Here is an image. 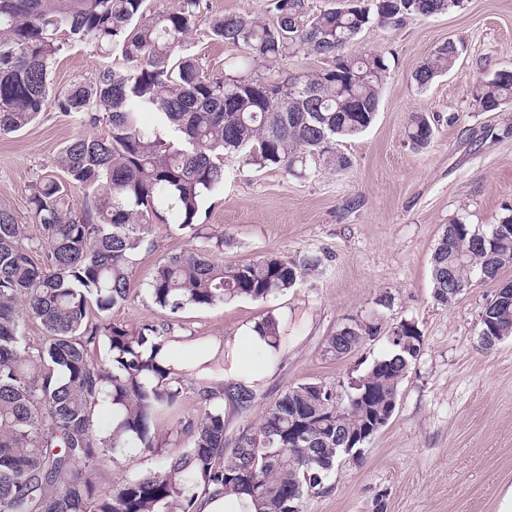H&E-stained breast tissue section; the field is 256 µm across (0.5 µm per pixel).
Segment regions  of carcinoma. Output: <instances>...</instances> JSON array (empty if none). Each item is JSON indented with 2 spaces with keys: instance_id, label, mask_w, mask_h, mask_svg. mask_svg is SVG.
<instances>
[{
  "instance_id": "obj_1",
  "label": "carcinoma",
  "mask_w": 512,
  "mask_h": 512,
  "mask_svg": "<svg viewBox=\"0 0 512 512\" xmlns=\"http://www.w3.org/2000/svg\"><path fill=\"white\" fill-rule=\"evenodd\" d=\"M462 0H360L316 11L312 0H270L272 26L247 14L210 18L214 39L242 47L261 69L206 74L186 53V39L202 19V0L151 15L147 0H0V134L19 132L50 108L95 128L106 116L107 135H78L58 151L53 170L28 186L32 225L0 205V512H197V496L245 494L258 512H300L318 494L349 449L361 448L372 418L397 404L398 391L420 355L415 322L396 325L413 344L388 342L362 386L344 396L322 382L288 388L254 432L230 441L224 406L245 411L256 393L243 381L215 382L184 371L171 376L159 359L171 341L167 322L137 327L109 318L126 301L138 255L154 246V220L171 214L204 246L173 254L154 267L153 303L177 314L241 298L284 292L322 267L317 254L263 257L226 266L212 258L224 233L203 232L204 198L224 182V156L243 153L248 165L301 176L316 157L341 174L353 160L338 142L374 122L389 64L382 52L346 49L367 27L408 16L449 12ZM72 44L120 52L121 69L53 91L54 60ZM315 54L328 65L314 74L282 75L280 60ZM458 58L448 41L415 70L427 88ZM479 112L512 103V73L497 71L472 94ZM153 112L158 125L140 123ZM408 145L428 149L435 130L416 112L405 127ZM80 191L82 197L74 195ZM512 208L486 231L462 221L445 227L432 256L433 299L448 305V288L464 291L474 272L495 279L512 264ZM40 251L37 264L30 253ZM45 336L20 351L27 321ZM272 354L284 340L279 320L256 323ZM491 340L512 335V299L492 300L480 317ZM379 334L375 324L351 322L328 340L347 355ZM104 343L111 366L93 361ZM201 405L197 420L176 422L161 439L155 424L172 414L185 383ZM112 423L96 437L95 407ZM161 469L102 483L109 459L130 448L158 452Z\"/></svg>"
}]
</instances>
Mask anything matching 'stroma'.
<instances>
[{"mask_svg":"<svg viewBox=\"0 0 512 512\" xmlns=\"http://www.w3.org/2000/svg\"><path fill=\"white\" fill-rule=\"evenodd\" d=\"M454 41L460 58L427 90L414 70L436 47ZM199 67L223 73L239 48L214 40L207 23L189 35ZM353 52L388 58L379 111L358 137L340 142L351 171L337 174L317 160L303 178L224 160V182L203 203L209 229L223 232L224 264L265 255L322 256L321 273L263 300L237 299L169 315L148 292L155 265L195 242L173 224L156 229L141 252L127 302L114 322L138 326L170 321L171 334L192 349L230 344L242 329L275 315L287 340L256 385L253 406L226 410L228 435L256 430L265 408L288 387L323 382L350 393L374 360L389 351L393 326L415 321L424 342L400 386L389 423L364 445L360 464L343 463L319 494L304 496L301 512H512V337L493 350L479 342L480 315L512 265L497 280L474 276L451 305L432 297L431 260L446 225L488 229L512 206V105L478 112L471 90L495 71L512 70V0H465L463 8L429 18L409 16L394 28L371 26ZM122 65L120 53L89 45L61 52L52 66L54 89ZM436 127L433 145L409 148L411 113ZM74 117L50 109L24 130L0 135V204L30 221L28 186L51 170L66 141L81 133ZM359 319L381 334L338 358L326 351L336 329Z\"/></svg>","mask_w":512,"mask_h":512,"instance_id":"obj_1","label":"stroma"}]
</instances>
